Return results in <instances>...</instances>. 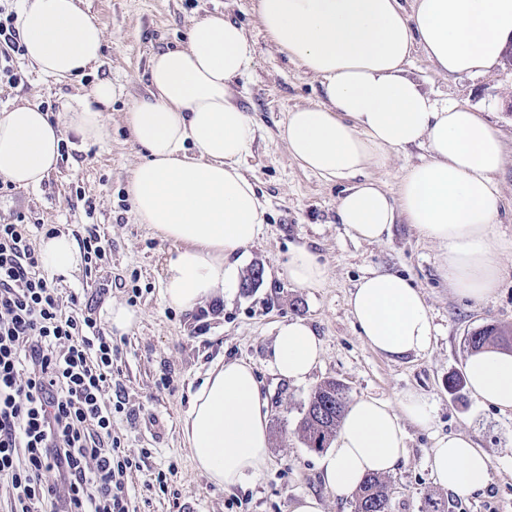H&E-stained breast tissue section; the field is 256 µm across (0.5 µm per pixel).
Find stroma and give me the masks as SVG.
<instances>
[{"instance_id":"obj_1","label":"stroma","mask_w":512,"mask_h":512,"mask_svg":"<svg viewBox=\"0 0 512 512\" xmlns=\"http://www.w3.org/2000/svg\"><path fill=\"white\" fill-rule=\"evenodd\" d=\"M252 3L82 0L105 34L101 61L60 82L24 59L19 63L23 82L0 87V113L25 100L51 105L55 117L100 80L122 88L107 114L106 138L84 144L66 135V154L39 187L0 190V219L22 214L48 230H70L78 240L92 228L111 251L99 272L81 271L74 280L57 277L53 283L62 294H79L94 318L112 303L128 306L137 316L130 333L115 337L118 352L112 357V374L134 409L130 416L114 414L112 436L143 466L132 477L134 512H291L292 503L308 493L318 496L323 512H354L353 499L324 487L317 454L297 433L312 391L328 379L342 383L352 400L373 396L396 405L414 391L432 407L429 425H405L406 455L387 476L391 512H427L433 502L440 512H512V410L480 402L468 388H448L449 377L464 373L474 331L489 324L512 330V251L501 259L495 293L474 302L448 287L439 273L438 245L422 239L413 225H392L378 243L348 236L336 215L348 180L329 181L303 169L278 137L287 112L318 100L319 82L272 47ZM217 11L228 13L256 43L255 60L232 91L259 127L244 167L267 201L262 234L248 250L250 263L263 265L264 278L260 287L235 290L184 313L165 304L161 294L164 260L174 244L138 223L132 212L127 181L143 152L131 138L126 112L147 95L151 56L183 44L195 21ZM410 71L435 99L474 107L498 131L506 166L498 178L499 217L492 231L512 243V67L445 77L417 53ZM302 245L325 267L323 287L301 288L285 277L290 251ZM375 268L401 274L420 290L433 324L427 351L390 360L359 335L347 299ZM290 319L304 320L323 342L320 365L301 384L280 378L271 367L274 328ZM220 357L253 366L269 411L268 467L230 491L213 486L196 470L181 433L192 393ZM450 432L467 433L488 455L484 489L458 496L435 483L427 456L436 436ZM160 471L167 474L163 490L147 484Z\"/></svg>"}]
</instances>
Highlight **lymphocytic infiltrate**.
<instances>
[{"instance_id":"f902f5d3","label":"lymphocytic infiltrate","mask_w":512,"mask_h":512,"mask_svg":"<svg viewBox=\"0 0 512 512\" xmlns=\"http://www.w3.org/2000/svg\"><path fill=\"white\" fill-rule=\"evenodd\" d=\"M14 0H0V84L23 80ZM35 225L0 224L1 512H132L136 458L112 440L111 335L44 275Z\"/></svg>"}]
</instances>
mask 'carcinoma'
Wrapping results in <instances>:
<instances>
[{"label": "carcinoma", "mask_w": 512, "mask_h": 512, "mask_svg": "<svg viewBox=\"0 0 512 512\" xmlns=\"http://www.w3.org/2000/svg\"><path fill=\"white\" fill-rule=\"evenodd\" d=\"M472 350L487 346L512 348V335L489 325L469 337ZM348 404L343 384L328 379L313 390L300 421L298 433L307 447L320 451L336 438L344 410ZM389 489L379 476L367 478L355 492V512H388Z\"/></svg>", "instance_id": "cac0c4a2"}]
</instances>
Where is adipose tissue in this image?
<instances>
[{"label": "adipose tissue", "mask_w": 512, "mask_h": 512, "mask_svg": "<svg viewBox=\"0 0 512 512\" xmlns=\"http://www.w3.org/2000/svg\"><path fill=\"white\" fill-rule=\"evenodd\" d=\"M274 47L320 81V102L289 112L279 137L300 165L329 179L349 178L338 220L353 237L381 241L396 219L444 252L442 275L462 297L479 301L498 286V217L502 141L468 105L433 99L409 65L423 53L442 75L481 74L512 42V0H257ZM19 28L29 63L66 79L102 55L104 32L81 0H22ZM255 45L227 14L197 21L185 45L156 52L149 96L126 121L146 156L131 171L128 194L138 223L175 246L166 259L162 297L187 312L234 291L246 250L259 237L266 207L244 171L257 126L231 87L251 67ZM121 89L104 79L77 99L63 121L24 103L0 114V177L38 187L56 169L65 131L96 144L108 134L104 110ZM427 146L396 192L365 178L394 153ZM39 259L51 274L76 270L79 249L68 233L44 237ZM289 282L320 288L326 271L306 248L284 270ZM350 314L373 351L397 358L426 351L432 323L425 301L404 276L374 271L348 299ZM322 342L302 320L278 324L272 366L281 378L307 381ZM473 396L512 410V352L471 353ZM423 397L399 405L360 397L350 402L331 448L317 459L326 487L354 493L368 477L393 473L406 453V423L427 425ZM182 432L195 467L230 489L260 475L270 459L267 402L252 366L217 361L192 394ZM437 485L457 494L483 488L489 458L464 433L437 436L429 457Z\"/></svg>", "instance_id": "obj_1"}]
</instances>
